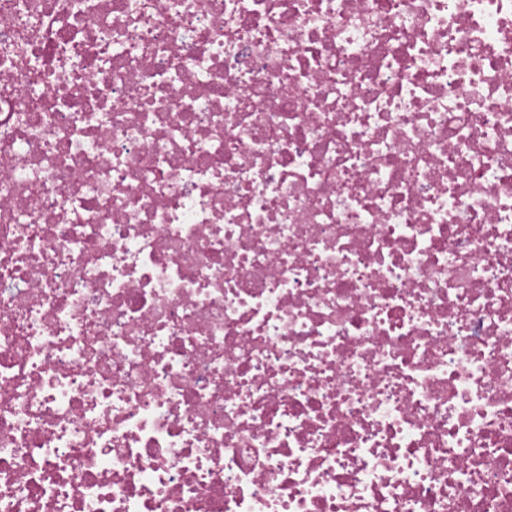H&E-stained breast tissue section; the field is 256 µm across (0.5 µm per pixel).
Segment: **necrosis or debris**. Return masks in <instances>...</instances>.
Instances as JSON below:
<instances>
[{
  "label": "necrosis or debris",
  "instance_id": "obj_1",
  "mask_svg": "<svg viewBox=\"0 0 512 512\" xmlns=\"http://www.w3.org/2000/svg\"><path fill=\"white\" fill-rule=\"evenodd\" d=\"M0 512H512V0H0Z\"/></svg>",
  "mask_w": 512,
  "mask_h": 512
}]
</instances>
